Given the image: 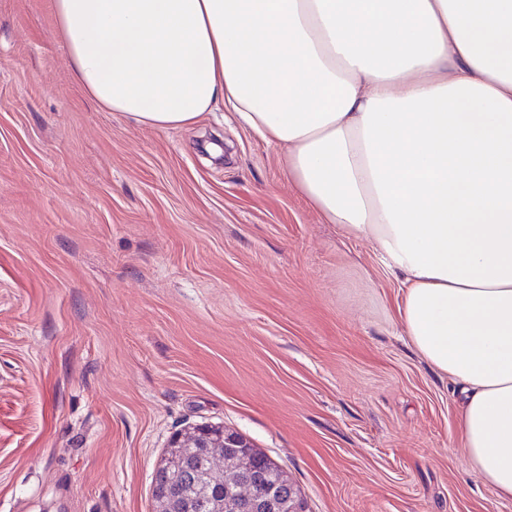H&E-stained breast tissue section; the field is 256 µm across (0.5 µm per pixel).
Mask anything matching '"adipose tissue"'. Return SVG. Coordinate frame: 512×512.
Returning a JSON list of instances; mask_svg holds the SVG:
<instances>
[{"mask_svg":"<svg viewBox=\"0 0 512 512\" xmlns=\"http://www.w3.org/2000/svg\"><path fill=\"white\" fill-rule=\"evenodd\" d=\"M51 6L98 105L169 129L224 104L374 243L405 335L459 387L472 464L512 498V0Z\"/></svg>","mask_w":512,"mask_h":512,"instance_id":"obj_1","label":"adipose tissue"}]
</instances>
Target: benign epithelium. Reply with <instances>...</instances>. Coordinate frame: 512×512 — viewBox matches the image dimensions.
<instances>
[{"instance_id": "7a95c632", "label": "benign epithelium", "mask_w": 512, "mask_h": 512, "mask_svg": "<svg viewBox=\"0 0 512 512\" xmlns=\"http://www.w3.org/2000/svg\"><path fill=\"white\" fill-rule=\"evenodd\" d=\"M189 453H197L210 460L214 473L226 478L229 488L224 497L221 512H259L275 507L273 495L268 491L267 473L252 467L254 448L237 432L208 424L196 425L177 433L170 442V453L157 467L154 476V512H172V506L185 508L191 504L184 500L173 472L182 468L183 458ZM277 483L287 488L288 512H305L303 501L295 487L277 477Z\"/></svg>"}]
</instances>
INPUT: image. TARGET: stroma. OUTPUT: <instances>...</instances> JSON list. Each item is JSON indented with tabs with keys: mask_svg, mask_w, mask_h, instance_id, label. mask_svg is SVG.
<instances>
[{
	"mask_svg": "<svg viewBox=\"0 0 512 512\" xmlns=\"http://www.w3.org/2000/svg\"><path fill=\"white\" fill-rule=\"evenodd\" d=\"M400 298L234 113L102 110L50 0H0V512H153L199 423L277 462L307 512H512Z\"/></svg>",
	"mask_w": 512,
	"mask_h": 512,
	"instance_id": "35a3bbf8",
	"label": "stroma"
}]
</instances>
